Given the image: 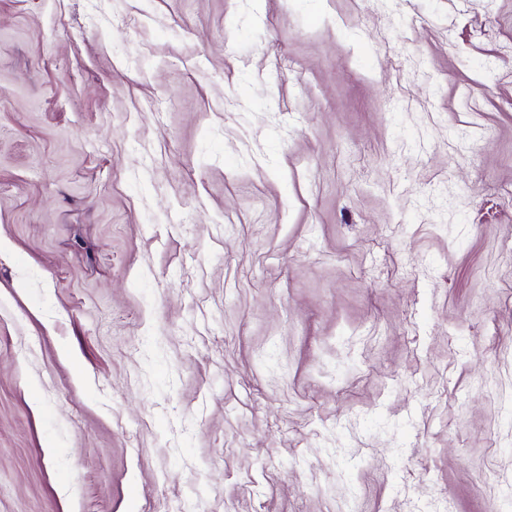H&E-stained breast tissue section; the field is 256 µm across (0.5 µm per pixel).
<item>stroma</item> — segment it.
<instances>
[{"label": "stroma", "instance_id": "obj_1", "mask_svg": "<svg viewBox=\"0 0 512 512\" xmlns=\"http://www.w3.org/2000/svg\"><path fill=\"white\" fill-rule=\"evenodd\" d=\"M512 0H0V512H508Z\"/></svg>", "mask_w": 512, "mask_h": 512}]
</instances>
